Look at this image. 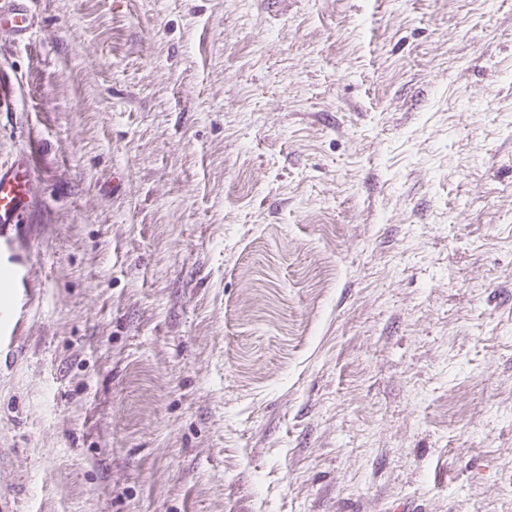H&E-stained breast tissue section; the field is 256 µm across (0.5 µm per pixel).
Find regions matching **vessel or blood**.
<instances>
[{
  "mask_svg": "<svg viewBox=\"0 0 512 512\" xmlns=\"http://www.w3.org/2000/svg\"><path fill=\"white\" fill-rule=\"evenodd\" d=\"M32 0H0V40L29 39L39 25ZM36 169L27 152L0 164V365L19 355L25 318L40 300L31 251L40 208Z\"/></svg>",
  "mask_w": 512,
  "mask_h": 512,
  "instance_id": "1",
  "label": "vessel or blood"
}]
</instances>
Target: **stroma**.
<instances>
[{
	"instance_id": "1",
	"label": "stroma",
	"mask_w": 512,
	"mask_h": 512,
	"mask_svg": "<svg viewBox=\"0 0 512 512\" xmlns=\"http://www.w3.org/2000/svg\"><path fill=\"white\" fill-rule=\"evenodd\" d=\"M34 9L0 512H512V0Z\"/></svg>"
}]
</instances>
